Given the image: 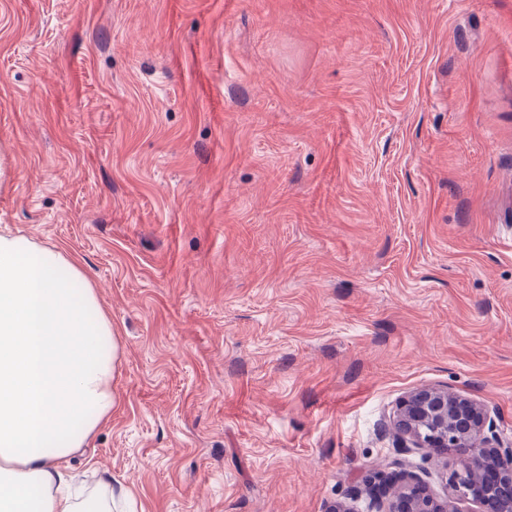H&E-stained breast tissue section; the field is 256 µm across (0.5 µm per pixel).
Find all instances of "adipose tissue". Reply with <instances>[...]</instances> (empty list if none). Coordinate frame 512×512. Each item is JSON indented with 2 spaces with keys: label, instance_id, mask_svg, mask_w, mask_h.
I'll return each mask as SVG.
<instances>
[{
  "label": "adipose tissue",
  "instance_id": "1",
  "mask_svg": "<svg viewBox=\"0 0 512 512\" xmlns=\"http://www.w3.org/2000/svg\"><path fill=\"white\" fill-rule=\"evenodd\" d=\"M116 347L75 256L0 235V512H79L67 462L119 405Z\"/></svg>",
  "mask_w": 512,
  "mask_h": 512
}]
</instances>
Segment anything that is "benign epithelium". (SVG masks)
Listing matches in <instances>:
<instances>
[{
	"label": "benign epithelium",
	"mask_w": 512,
	"mask_h": 512,
	"mask_svg": "<svg viewBox=\"0 0 512 512\" xmlns=\"http://www.w3.org/2000/svg\"><path fill=\"white\" fill-rule=\"evenodd\" d=\"M393 422L403 451L455 457L448 477L451 496L436 497L414 474L402 476L390 493L384 490L385 476L378 473L368 480L369 512H460L459 501L484 512L488 488L500 481L512 483V444L495 434L483 404L446 388H422L399 403Z\"/></svg>",
	"instance_id": "1"
}]
</instances>
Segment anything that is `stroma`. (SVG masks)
<instances>
[{
  "instance_id": "stroma-1",
  "label": "stroma",
  "mask_w": 512,
  "mask_h": 512,
  "mask_svg": "<svg viewBox=\"0 0 512 512\" xmlns=\"http://www.w3.org/2000/svg\"><path fill=\"white\" fill-rule=\"evenodd\" d=\"M0 231L79 257L134 512H365L414 390L512 441V0H0Z\"/></svg>"
}]
</instances>
